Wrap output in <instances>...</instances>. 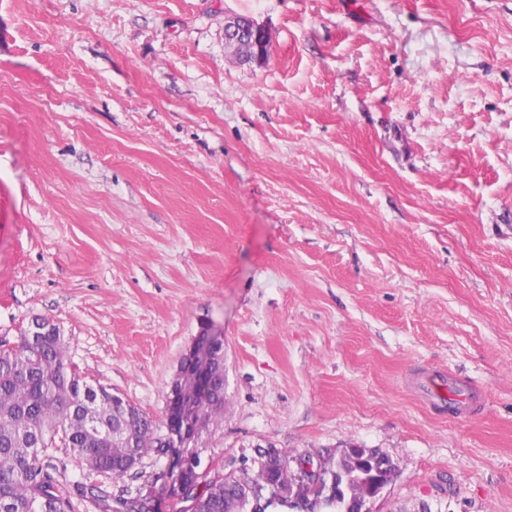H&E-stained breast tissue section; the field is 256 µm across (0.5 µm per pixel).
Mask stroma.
Masks as SVG:
<instances>
[{
    "instance_id": "obj_1",
    "label": "stroma",
    "mask_w": 512,
    "mask_h": 512,
    "mask_svg": "<svg viewBox=\"0 0 512 512\" xmlns=\"http://www.w3.org/2000/svg\"><path fill=\"white\" fill-rule=\"evenodd\" d=\"M35 316L160 424L222 336L202 461L376 448L377 512H512V0H0V340ZM225 34L244 39L254 37V40L262 35L263 40H268L265 30L255 24L254 21H250L249 24H246L243 23L242 20H238L237 17L229 18L224 23V36ZM236 38H224V49L234 60L244 62L246 58L255 54L256 47L249 41Z\"/></svg>"
}]
</instances>
